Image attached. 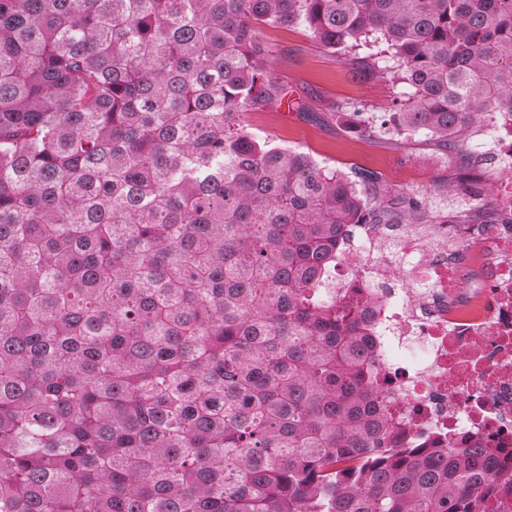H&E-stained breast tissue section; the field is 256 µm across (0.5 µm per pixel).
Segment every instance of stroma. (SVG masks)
<instances>
[{
	"mask_svg": "<svg viewBox=\"0 0 512 512\" xmlns=\"http://www.w3.org/2000/svg\"><path fill=\"white\" fill-rule=\"evenodd\" d=\"M270 45V73L286 89L281 105L247 113L246 128L273 144L310 153L320 165L342 172L363 167L391 185L417 189L432 185L439 172L437 153L424 135L403 131L369 139L351 129L338 112L347 101L380 123L400 89L382 78L355 72L302 28L264 31Z\"/></svg>",
	"mask_w": 512,
	"mask_h": 512,
	"instance_id": "35a3bbf8",
	"label": "stroma"
}]
</instances>
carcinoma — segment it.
Returning <instances> with one entry per match:
<instances>
[{
  "label": "carcinoma",
  "instance_id": "1",
  "mask_svg": "<svg viewBox=\"0 0 512 512\" xmlns=\"http://www.w3.org/2000/svg\"><path fill=\"white\" fill-rule=\"evenodd\" d=\"M402 88L448 170L512 113V0H0V512H483L512 458L406 447L353 224H477L434 188L244 128L284 88L262 28ZM386 44L387 64L356 49Z\"/></svg>",
  "mask_w": 512,
  "mask_h": 512
}]
</instances>
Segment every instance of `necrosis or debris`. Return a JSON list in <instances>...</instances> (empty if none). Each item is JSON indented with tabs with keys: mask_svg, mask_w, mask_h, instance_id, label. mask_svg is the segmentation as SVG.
I'll list each match as a JSON object with an SVG mask.
<instances>
[{
	"mask_svg": "<svg viewBox=\"0 0 512 512\" xmlns=\"http://www.w3.org/2000/svg\"><path fill=\"white\" fill-rule=\"evenodd\" d=\"M505 187L482 224H362L331 275L367 299L371 375L417 441L512 450V114L481 122Z\"/></svg>",
	"mask_w": 512,
	"mask_h": 512,
	"instance_id": "obj_1",
	"label": "necrosis or debris"
}]
</instances>
